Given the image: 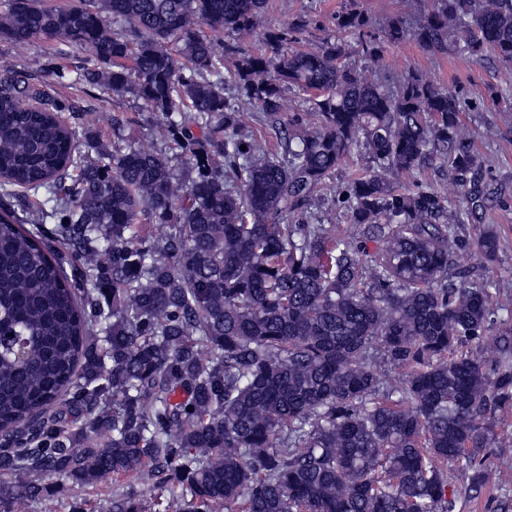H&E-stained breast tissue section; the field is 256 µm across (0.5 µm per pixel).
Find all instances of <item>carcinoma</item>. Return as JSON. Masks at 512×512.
Segmentation results:
<instances>
[{
  "instance_id": "cac0c4a2",
  "label": "carcinoma",
  "mask_w": 512,
  "mask_h": 512,
  "mask_svg": "<svg viewBox=\"0 0 512 512\" xmlns=\"http://www.w3.org/2000/svg\"><path fill=\"white\" fill-rule=\"evenodd\" d=\"M266 5L7 0L0 13V41L90 56L40 84L0 59V512L145 473L180 489L183 512H456L448 464L477 499L485 450L512 452L491 425L512 411V331L493 329V283L455 263L500 249L491 225L471 241L456 230L500 196L463 120L473 100L413 70L393 84L384 64L411 39L512 67V0H422L380 33L350 8L313 48L295 25L264 26ZM260 29L266 49L241 48ZM57 85L132 95L165 117V150L97 141L81 159ZM287 90L303 106L278 131L282 158L248 122L277 116ZM354 154L369 165L338 190L349 240L315 200ZM429 168L456 199L398 181ZM17 189L53 235L24 227ZM473 342L494 366L464 352ZM379 360L401 373L379 375ZM56 404L82 422L62 426ZM110 512L169 507L118 490Z\"/></svg>"
}]
</instances>
